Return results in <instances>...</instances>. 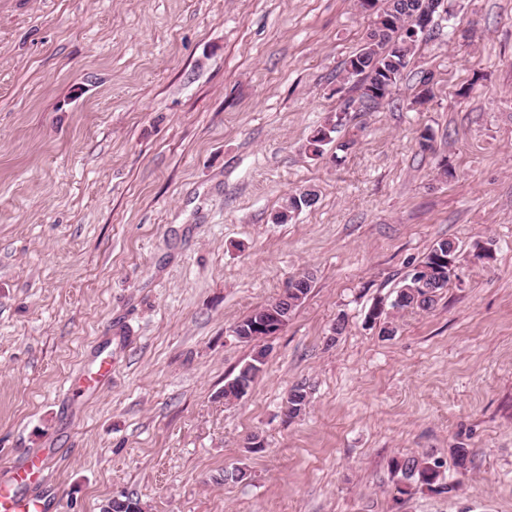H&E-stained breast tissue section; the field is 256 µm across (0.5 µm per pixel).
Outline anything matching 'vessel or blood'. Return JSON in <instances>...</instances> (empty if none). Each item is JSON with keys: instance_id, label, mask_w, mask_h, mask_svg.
Masks as SVG:
<instances>
[{"instance_id": "b4317fda", "label": "vessel or blood", "mask_w": 512, "mask_h": 512, "mask_svg": "<svg viewBox=\"0 0 512 512\" xmlns=\"http://www.w3.org/2000/svg\"><path fill=\"white\" fill-rule=\"evenodd\" d=\"M50 464L47 454L36 453L20 470L1 476L0 512H49L51 496L34 492L33 487Z\"/></svg>"}]
</instances>
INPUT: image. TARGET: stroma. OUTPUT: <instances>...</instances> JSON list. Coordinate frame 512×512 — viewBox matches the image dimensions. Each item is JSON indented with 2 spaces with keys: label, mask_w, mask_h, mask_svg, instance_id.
Listing matches in <instances>:
<instances>
[{
  "label": "stroma",
  "mask_w": 512,
  "mask_h": 512,
  "mask_svg": "<svg viewBox=\"0 0 512 512\" xmlns=\"http://www.w3.org/2000/svg\"><path fill=\"white\" fill-rule=\"evenodd\" d=\"M371 24L357 0H0V469L50 450L59 512H512V0H452L392 97L312 156ZM442 238L434 307L392 309ZM304 272L225 401L255 347L235 324ZM424 453L446 491L399 494L391 459ZM318 202V193L314 189H298L284 199L281 211L277 214L276 220L279 223H285L286 214L288 220L293 218V215L303 211L304 209L312 208ZM267 352L265 349L255 351L238 369L237 373L224 382V399H239V393L245 395L254 384L262 366L265 363ZM244 395V396H245Z\"/></svg>",
  "instance_id": "1"
}]
</instances>
